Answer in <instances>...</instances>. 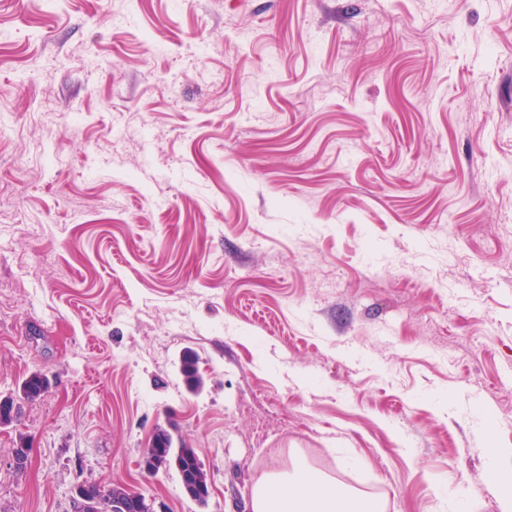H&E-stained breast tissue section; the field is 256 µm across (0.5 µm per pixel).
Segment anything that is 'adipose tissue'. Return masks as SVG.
<instances>
[{"label":"adipose tissue","mask_w":512,"mask_h":512,"mask_svg":"<svg viewBox=\"0 0 512 512\" xmlns=\"http://www.w3.org/2000/svg\"><path fill=\"white\" fill-rule=\"evenodd\" d=\"M252 512H385V504L361 496L299 463L259 475Z\"/></svg>","instance_id":"obj_1"}]
</instances>
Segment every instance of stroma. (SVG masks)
<instances>
[{
  "label": "stroma",
  "mask_w": 512,
  "mask_h": 512,
  "mask_svg": "<svg viewBox=\"0 0 512 512\" xmlns=\"http://www.w3.org/2000/svg\"><path fill=\"white\" fill-rule=\"evenodd\" d=\"M34 371L0 512H250L293 450L501 512L512 0H0V398ZM168 424L206 505L143 468ZM86 485L88 496L86 501L76 503L73 500L75 512H126L127 504L123 501L131 493L125 486L112 483L110 486H100L98 483H81Z\"/></svg>",
  "instance_id": "35a3bbf8"
}]
</instances>
